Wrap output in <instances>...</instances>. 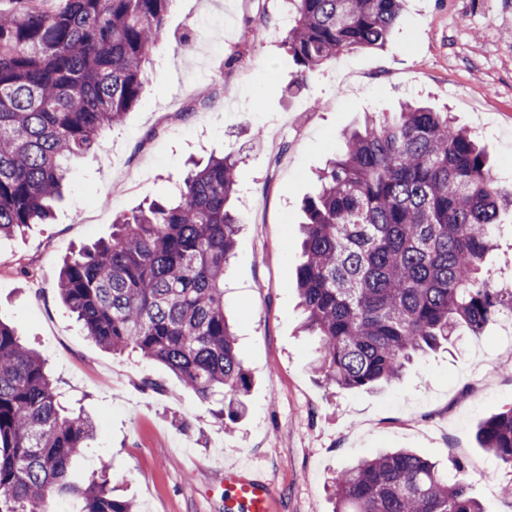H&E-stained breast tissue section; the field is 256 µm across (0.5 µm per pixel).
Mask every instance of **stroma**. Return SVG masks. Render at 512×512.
I'll list each match as a JSON object with an SVG mask.
<instances>
[{"instance_id":"stroma-1","label":"stroma","mask_w":512,"mask_h":512,"mask_svg":"<svg viewBox=\"0 0 512 512\" xmlns=\"http://www.w3.org/2000/svg\"><path fill=\"white\" fill-rule=\"evenodd\" d=\"M286 13L283 0H173L124 125L73 168L49 223L0 241V315L46 359L65 402L95 418L72 478L87 482L104 458L137 512H225L224 469L240 463L272 479L274 512H333L335 472L408 448L443 470L462 462L483 512H512V466L475 438L512 405V324L415 359L394 385L336 389L310 368L319 340L301 329L293 286L317 176L371 113L414 99L449 110L512 184V0H405L383 50L329 60L297 91ZM222 153L239 159L229 207L241 225L225 310L251 379L231 425L164 365L101 349L57 295L66 257L109 237L117 216L168 200L190 162Z\"/></svg>"}]
</instances>
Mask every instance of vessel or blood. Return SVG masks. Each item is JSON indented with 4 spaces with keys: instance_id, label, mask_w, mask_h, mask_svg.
<instances>
[{
    "instance_id": "vessel-or-blood-1",
    "label": "vessel or blood",
    "mask_w": 512,
    "mask_h": 512,
    "mask_svg": "<svg viewBox=\"0 0 512 512\" xmlns=\"http://www.w3.org/2000/svg\"><path fill=\"white\" fill-rule=\"evenodd\" d=\"M272 482L253 468L229 466L224 471L226 512H272Z\"/></svg>"
}]
</instances>
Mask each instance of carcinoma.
Returning a JSON list of instances; mask_svg holds the SVG:
<instances>
[{
  "mask_svg": "<svg viewBox=\"0 0 512 512\" xmlns=\"http://www.w3.org/2000/svg\"><path fill=\"white\" fill-rule=\"evenodd\" d=\"M0 11V239L44 222L72 164L121 125L147 81L172 0H16ZM285 38L301 87L324 61L385 46L404 0H287ZM345 152L305 206L295 288L319 339L312 369L329 386L373 388L454 336L512 321V291L486 264L512 188L446 112L405 102L344 135ZM237 159L189 171L169 203L112 224V238L63 261L62 304L101 348L170 369L230 421L250 379L224 313L239 232L227 203ZM44 359L0 315V512H134L108 479L71 471L96 426L67 411ZM481 448L512 465V406L479 427ZM333 512H482L464 465L443 473L408 450L360 459L331 478Z\"/></svg>",
  "mask_w": 512,
  "mask_h": 512,
  "instance_id": "obj_1",
  "label": "carcinoma"
}]
</instances>
